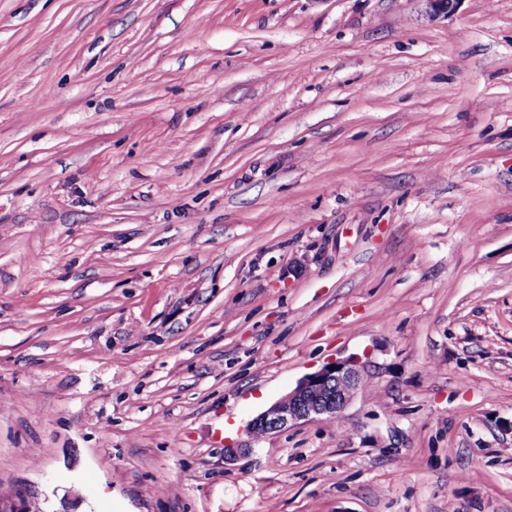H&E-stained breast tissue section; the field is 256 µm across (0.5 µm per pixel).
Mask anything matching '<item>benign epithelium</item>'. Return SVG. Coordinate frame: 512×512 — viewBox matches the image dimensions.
Here are the masks:
<instances>
[{
  "mask_svg": "<svg viewBox=\"0 0 512 512\" xmlns=\"http://www.w3.org/2000/svg\"><path fill=\"white\" fill-rule=\"evenodd\" d=\"M432 19L456 12L461 0H424ZM363 382L362 369L353 359L336 361L304 377L251 422L253 435H267L302 420L334 419L351 401ZM30 501L22 496H0V512H29Z\"/></svg>",
  "mask_w": 512,
  "mask_h": 512,
  "instance_id": "7a95c632",
  "label": "benign epithelium"
}]
</instances>
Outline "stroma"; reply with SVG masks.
<instances>
[{
	"mask_svg": "<svg viewBox=\"0 0 512 512\" xmlns=\"http://www.w3.org/2000/svg\"><path fill=\"white\" fill-rule=\"evenodd\" d=\"M351 357L336 419L247 433ZM18 492L512 512V0H0Z\"/></svg>",
	"mask_w": 512,
	"mask_h": 512,
	"instance_id": "1",
	"label": "stroma"
}]
</instances>
